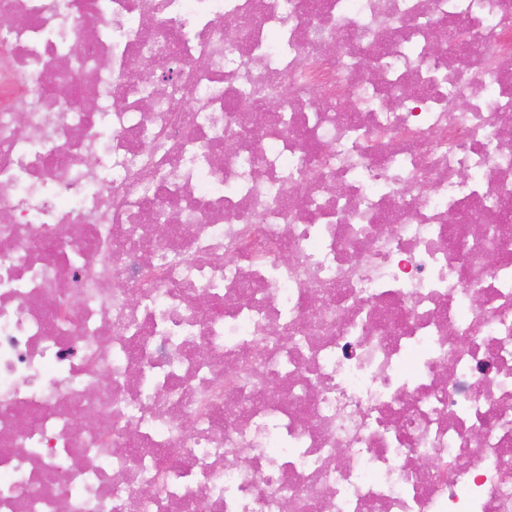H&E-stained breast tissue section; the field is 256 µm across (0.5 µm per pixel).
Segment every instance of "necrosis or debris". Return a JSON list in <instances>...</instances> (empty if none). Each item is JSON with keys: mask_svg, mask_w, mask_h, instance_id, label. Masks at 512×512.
I'll return each mask as SVG.
<instances>
[{"mask_svg": "<svg viewBox=\"0 0 512 512\" xmlns=\"http://www.w3.org/2000/svg\"><path fill=\"white\" fill-rule=\"evenodd\" d=\"M286 500L512 512V0H0V512Z\"/></svg>", "mask_w": 512, "mask_h": 512, "instance_id": "1", "label": "necrosis or debris"}]
</instances>
